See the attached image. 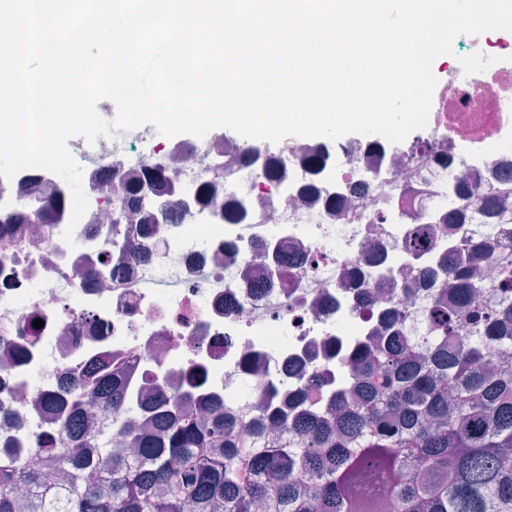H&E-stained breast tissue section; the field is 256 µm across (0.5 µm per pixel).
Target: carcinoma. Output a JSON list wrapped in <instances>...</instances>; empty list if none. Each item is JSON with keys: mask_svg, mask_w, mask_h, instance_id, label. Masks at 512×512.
I'll return each instance as SVG.
<instances>
[{"mask_svg": "<svg viewBox=\"0 0 512 512\" xmlns=\"http://www.w3.org/2000/svg\"><path fill=\"white\" fill-rule=\"evenodd\" d=\"M63 207L49 198L42 223ZM463 218L481 236L432 271L462 313L429 304L412 349L385 320L383 342L349 356L361 370L350 391L327 400L324 381L305 384L294 422L264 412L243 436L226 429L222 400L192 414L189 392L127 408L121 371L97 362L72 378L55 436L33 449L52 466L0 445V512H512V374L485 368L490 352L512 353V256L490 278L477 266L512 228L483 202ZM486 292L491 308L478 303ZM86 398L115 412L113 447L89 429Z\"/></svg>", "mask_w": 512, "mask_h": 512, "instance_id": "cac0c4a2", "label": "carcinoma"}]
</instances>
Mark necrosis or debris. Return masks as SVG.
<instances>
[{
	"mask_svg": "<svg viewBox=\"0 0 512 512\" xmlns=\"http://www.w3.org/2000/svg\"><path fill=\"white\" fill-rule=\"evenodd\" d=\"M463 54L494 57L484 72L448 73L428 124L393 144L291 136L277 143L214 135L177 141L141 129L80 143L84 176L103 178L110 212L37 219L0 235V441L34 448L65 396L97 360L123 373L130 403L150 388L214 399L237 427L282 406L303 384L354 382L346 356L377 344L389 310L425 297L456 308L429 271L454 254L468 224H449L464 188L512 223V40L462 35ZM162 166L137 209L127 190ZM53 173L26 169L0 185V215L46 196ZM131 253L112 264L109 217ZM43 327H34V320Z\"/></svg>",
	"mask_w": 512,
	"mask_h": 512,
	"instance_id": "4bbe7bcc",
	"label": "necrosis or debris"
}]
</instances>
